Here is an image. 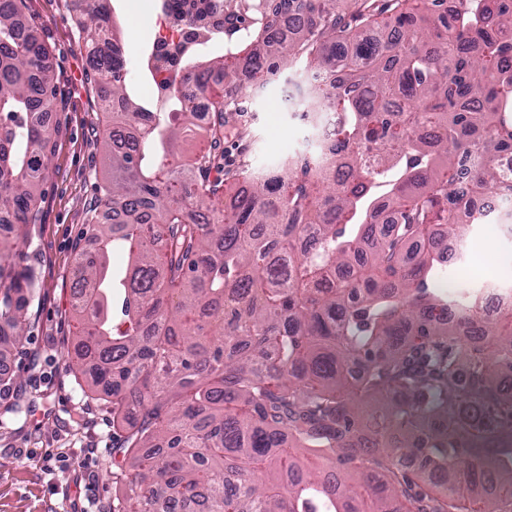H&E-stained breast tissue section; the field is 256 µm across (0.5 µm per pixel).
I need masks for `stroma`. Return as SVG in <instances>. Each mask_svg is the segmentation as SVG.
<instances>
[{
    "mask_svg": "<svg viewBox=\"0 0 512 512\" xmlns=\"http://www.w3.org/2000/svg\"><path fill=\"white\" fill-rule=\"evenodd\" d=\"M127 62L139 66L159 35L151 0H112ZM82 0H26L55 74L57 107L49 116L54 149L48 158L40 221L21 246V268L37 278L40 295L28 310L29 326L10 370L21 377L11 397L22 415L0 410V512H113L112 406L68 368L77 321L71 285L75 259L89 248L91 210L105 177L102 146L106 118L100 91L87 64L77 21ZM299 71L272 77L263 87L237 84L238 109L229 113L224 161L255 170L310 150L315 131L304 109ZM465 258L472 287L499 283L512 263V235L497 216L474 225Z\"/></svg>",
    "mask_w": 512,
    "mask_h": 512,
    "instance_id": "obj_1",
    "label": "stroma"
}]
</instances>
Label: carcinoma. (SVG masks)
Wrapping results in <instances>:
<instances>
[{"mask_svg":"<svg viewBox=\"0 0 512 512\" xmlns=\"http://www.w3.org/2000/svg\"><path fill=\"white\" fill-rule=\"evenodd\" d=\"M339 2L238 0L252 23L231 53L186 51L188 84L299 67L305 117L333 103L330 144L262 171L224 168L220 100L214 149L174 164L193 106L137 95L110 0L78 20L111 172L96 249L76 260L69 366L110 398L118 512H512V306L488 319L481 296L442 287L448 246L488 217L477 199L512 197V0H467L450 21L447 0H392L388 19L355 0L353 24ZM23 9L0 0V357L37 296L18 244L42 201L37 113L56 104Z\"/></svg>","mask_w":512,"mask_h":512,"instance_id":"obj_1","label":"carcinoma"}]
</instances>
